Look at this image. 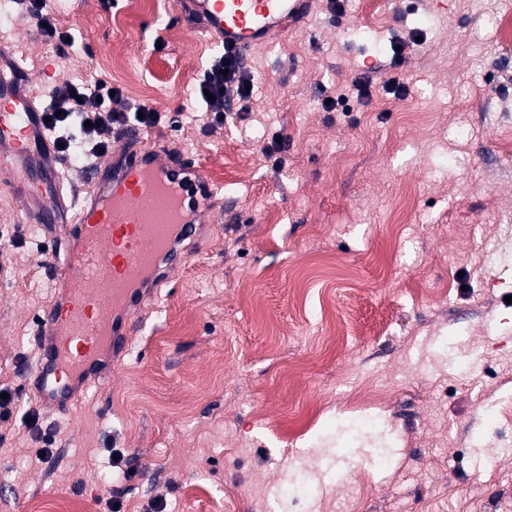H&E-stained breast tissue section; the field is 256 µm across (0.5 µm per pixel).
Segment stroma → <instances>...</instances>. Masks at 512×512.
I'll list each match as a JSON object with an SVG mask.
<instances>
[{
	"instance_id": "stroma-1",
	"label": "stroma",
	"mask_w": 512,
	"mask_h": 512,
	"mask_svg": "<svg viewBox=\"0 0 512 512\" xmlns=\"http://www.w3.org/2000/svg\"><path fill=\"white\" fill-rule=\"evenodd\" d=\"M74 43L55 54L36 19L0 37L41 89L72 75L120 86L108 57L122 51L142 86L134 101L183 112L157 145L222 173L224 204L184 268L160 289L121 363L66 413L38 410L25 387L37 357L34 321L49 300L18 201L0 190V512L73 499L102 512H262L253 489L299 457L322 473L299 504L276 512H512V42L487 16L505 0H315L310 16L246 54L254 83L224 124L209 125L196 84L217 55L180 0H50ZM432 25H420L421 17ZM371 40H354L352 28ZM407 99L374 93L352 112L364 66H388L400 41ZM467 136L455 133L459 124ZM286 141L280 165L264 154ZM453 155L444 165V155ZM412 193L406 223L398 198ZM348 322L328 349L329 321ZM484 357L461 375L442 344ZM370 383L385 396L382 428L345 434L347 397ZM204 398L185 400L196 386ZM38 412L40 432L24 422ZM51 450L41 458L38 448ZM121 452L126 478L100 469Z\"/></svg>"
}]
</instances>
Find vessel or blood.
I'll list each match as a JSON object with an SVG mask.
<instances>
[{"label": "vessel or blood", "instance_id": "vessel-or-blood-1", "mask_svg": "<svg viewBox=\"0 0 512 512\" xmlns=\"http://www.w3.org/2000/svg\"><path fill=\"white\" fill-rule=\"evenodd\" d=\"M309 12L310 0H184L183 8L188 22L237 53L268 44ZM42 113L38 84L14 65L10 78L0 77V182L27 207L31 187L49 179L41 212L27 208L26 221L47 233L64 227L46 262L54 290L37 315L39 357L26 378L56 412L70 410L89 379L127 351L145 298L185 263L184 243L202 232L221 190L202 166L164 154L129 127L117 150L89 167L85 196L67 194Z\"/></svg>", "mask_w": 512, "mask_h": 512}]
</instances>
